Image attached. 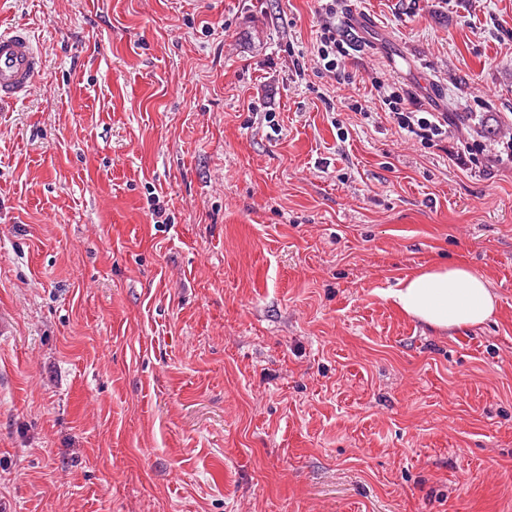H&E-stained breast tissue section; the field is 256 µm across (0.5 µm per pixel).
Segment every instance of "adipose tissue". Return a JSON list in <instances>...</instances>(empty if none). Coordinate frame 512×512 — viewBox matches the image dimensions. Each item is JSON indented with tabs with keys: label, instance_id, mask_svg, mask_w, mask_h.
<instances>
[{
	"label": "adipose tissue",
	"instance_id": "1",
	"mask_svg": "<svg viewBox=\"0 0 512 512\" xmlns=\"http://www.w3.org/2000/svg\"><path fill=\"white\" fill-rule=\"evenodd\" d=\"M390 297L406 316L440 331L482 325L497 311L489 280L460 264H439L406 276Z\"/></svg>",
	"mask_w": 512,
	"mask_h": 512
}]
</instances>
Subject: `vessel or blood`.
<instances>
[{"mask_svg": "<svg viewBox=\"0 0 512 512\" xmlns=\"http://www.w3.org/2000/svg\"><path fill=\"white\" fill-rule=\"evenodd\" d=\"M42 68L43 57L27 30H0V106L24 100Z\"/></svg>", "mask_w": 512, "mask_h": 512, "instance_id": "b4317fda", "label": "vessel or blood"}]
</instances>
